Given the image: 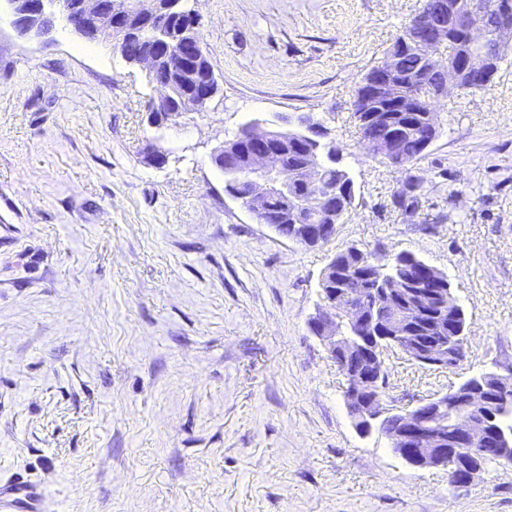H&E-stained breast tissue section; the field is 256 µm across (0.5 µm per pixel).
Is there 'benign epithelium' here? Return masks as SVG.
<instances>
[{
    "label": "benign epithelium",
    "instance_id": "1",
    "mask_svg": "<svg viewBox=\"0 0 512 512\" xmlns=\"http://www.w3.org/2000/svg\"><path fill=\"white\" fill-rule=\"evenodd\" d=\"M8 3L13 14L12 25L22 36L48 35L55 12L59 11L76 34L89 41L106 35L123 54L138 40L142 25L148 23L165 31L170 8L177 5L178 0H108L106 9L100 0H8ZM501 11L499 0L491 4L487 15L495 16L496 24L490 27L483 20L471 21L454 0H434L429 13L416 23L412 33L392 42L382 64L358 86L355 101L367 112L364 123L380 120L374 108L383 99L395 112H430L436 99L461 89L463 84L488 83L497 62L494 47L512 42V21ZM450 25L463 32L465 42V46L452 55L448 53ZM178 37L188 45L201 47L200 16L192 17ZM173 43L166 35L151 53L136 59L137 65L146 68L152 83L160 90V97L150 110V121L157 125L198 110L201 103L210 101L217 92L216 79L211 75L195 90L173 101V87L161 77V73L175 70L182 64L183 57L174 50ZM412 51L422 54L430 70L439 74L436 90L424 101L406 92L397 81L401 62ZM172 105L175 106L173 111L170 110ZM294 125L302 130L307 141L305 158L297 167L290 168L284 163L287 148L284 135L270 130L259 132L261 144L248 155L245 163H240L239 147L232 141L224 142L214 151L213 162L223 170L226 184L241 180L240 191L228 188L226 193L241 202L258 223H265L266 201L280 195L289 203L285 217L294 222L293 238L316 245L336 231V210L333 209L336 192L317 191L321 181L318 153L324 149L333 151L336 146L322 141L326 132L311 116L297 117ZM298 185L311 193L288 197V189ZM332 271L334 266L327 265L320 282L322 304L309 320V328L324 343L331 357L337 358L347 379L344 396L355 428L367 434L392 417L395 424L387 436L393 451L407 464L419 469L445 466L457 473L455 485H470L482 471L478 447L484 443L488 432L494 431L496 398L512 392V370L506 375L493 373L466 380L448 394L421 401L409 411L391 412L383 407L386 386L381 376L386 347L382 341L389 339L397 343L402 353L419 364L452 371L458 366L457 352L465 347L467 333L438 336L425 345L408 341L400 335V322L385 323L379 317V308L383 306L380 277L370 278L373 298L368 305L347 309L336 300V291L329 287L327 273ZM342 317L362 330L361 335H344L338 324ZM417 446L426 452L420 455L409 452Z\"/></svg>",
    "mask_w": 512,
    "mask_h": 512
}]
</instances>
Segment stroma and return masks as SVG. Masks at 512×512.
<instances>
[{"label": "stroma", "instance_id": "stroma-1", "mask_svg": "<svg viewBox=\"0 0 512 512\" xmlns=\"http://www.w3.org/2000/svg\"><path fill=\"white\" fill-rule=\"evenodd\" d=\"M191 3L221 90L158 129L159 89L111 38L60 19L19 35L0 0V482L34 481L46 512H512V466L459 488L360 435L308 328L337 251L410 252L447 274L466 357L438 372L386 352L384 406L512 368V55L436 100L405 172L368 151L353 101L421 0ZM301 113L355 185L313 247L258 223L212 162L245 122ZM408 173L411 216L392 202Z\"/></svg>", "mask_w": 512, "mask_h": 512}]
</instances>
